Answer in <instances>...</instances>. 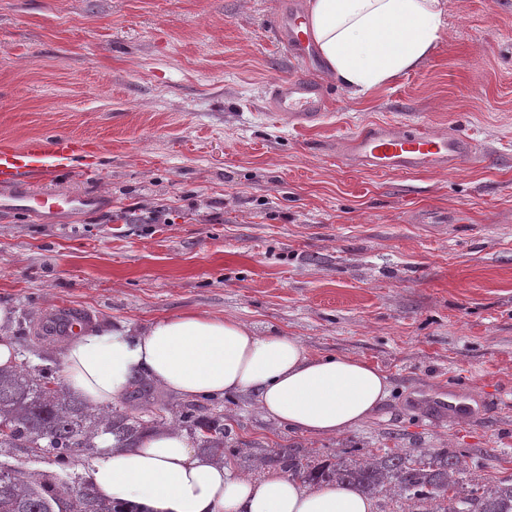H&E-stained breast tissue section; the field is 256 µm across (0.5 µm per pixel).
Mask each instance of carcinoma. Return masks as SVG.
<instances>
[{
	"label": "carcinoma",
	"mask_w": 512,
	"mask_h": 512,
	"mask_svg": "<svg viewBox=\"0 0 512 512\" xmlns=\"http://www.w3.org/2000/svg\"><path fill=\"white\" fill-rule=\"evenodd\" d=\"M130 398L150 412L149 419L121 408L102 410L64 391L25 363L0 367V457L21 448L35 457L82 462V455L101 452L102 435L115 445L133 448L174 415L211 455H224V416L201 415L195 406L166 404L154 413V396L143 376L132 384ZM304 483L336 484L374 499L384 492L407 502L408 512H512V483L484 488L463 487L464 454L441 449L412 459L399 452L377 454L370 461L336 457L320 460L280 448L267 457ZM0 512H150L136 504L101 499L91 479L78 473L19 472L0 465Z\"/></svg>",
	"instance_id": "obj_1"
}]
</instances>
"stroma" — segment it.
<instances>
[{
	"mask_svg": "<svg viewBox=\"0 0 512 512\" xmlns=\"http://www.w3.org/2000/svg\"><path fill=\"white\" fill-rule=\"evenodd\" d=\"M289 2L0 0V144L87 140L93 156L51 188L103 199L58 224L0 215L6 331L59 382L65 340L32 351L48 307H84L97 331L234 317L377 366L389 391L334 436L297 433L250 393L197 396L224 415L234 474L262 479L284 447L464 448L479 484L512 482V0H446L424 61L370 91L319 69L326 116L306 130L266 104L302 69L276 36ZM373 121L458 130L482 156L413 173L337 160V139ZM451 383L478 417L426 414L420 398Z\"/></svg>",
	"mask_w": 512,
	"mask_h": 512,
	"instance_id": "stroma-1",
	"label": "stroma"
}]
</instances>
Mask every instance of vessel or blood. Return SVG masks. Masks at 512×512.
<instances>
[{"label":"vessel or blood","mask_w":512,"mask_h":512,"mask_svg":"<svg viewBox=\"0 0 512 512\" xmlns=\"http://www.w3.org/2000/svg\"><path fill=\"white\" fill-rule=\"evenodd\" d=\"M289 18L278 27L281 42L303 64L311 58L305 47L309 38L298 7H290ZM326 88L313 75L301 73L269 85L268 109L275 117L295 127H308L319 121L326 107ZM92 150L89 142L71 137L29 138L22 147L0 148V213H23L37 220L65 214H83L98 210V198L90 193L60 194L46 184L58 172L70 167ZM477 144L454 132L428 129L424 123L394 124L376 122L349 136L343 142L344 159L370 169L388 172L417 170L443 171L472 161ZM44 190H36V183ZM50 331L65 336L80 333L88 324L87 314L64 306L45 314ZM430 414L443 416L470 414L468 395L457 389L426 397Z\"/></svg>","instance_id":"b4317fda"}]
</instances>
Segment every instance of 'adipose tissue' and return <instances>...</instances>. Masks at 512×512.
<instances>
[{
  "label": "adipose tissue",
  "instance_id": "adipose-tissue-1",
  "mask_svg": "<svg viewBox=\"0 0 512 512\" xmlns=\"http://www.w3.org/2000/svg\"><path fill=\"white\" fill-rule=\"evenodd\" d=\"M445 0H310L307 31L330 75L362 93L425 58L439 39ZM66 383L91 405L111 409L134 376L147 374L183 396L252 391L267 417L313 436L367 420L388 394L386 375L352 357L312 356L300 339L258 335L234 318L181 313L141 333L89 332L62 356ZM91 479L102 498L153 512H372L361 493L336 485L306 488L283 474L255 481L198 454L173 427L135 448L109 450Z\"/></svg>",
  "mask_w": 512,
  "mask_h": 512
}]
</instances>
